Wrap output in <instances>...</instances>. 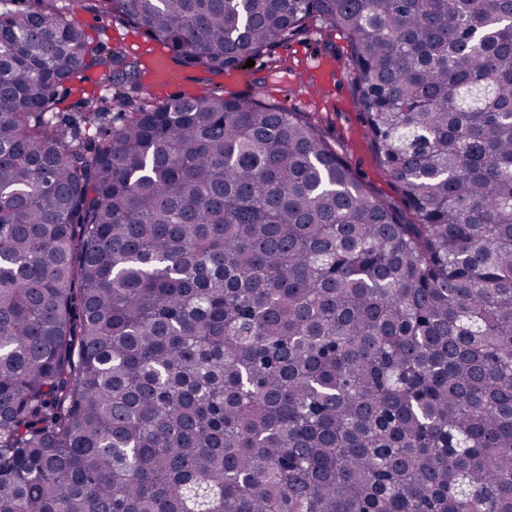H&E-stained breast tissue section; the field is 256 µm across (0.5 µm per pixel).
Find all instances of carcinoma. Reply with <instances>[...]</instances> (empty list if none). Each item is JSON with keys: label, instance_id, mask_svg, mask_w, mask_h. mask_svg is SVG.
I'll return each instance as SVG.
<instances>
[{"label": "carcinoma", "instance_id": "cac0c4a2", "mask_svg": "<svg viewBox=\"0 0 512 512\" xmlns=\"http://www.w3.org/2000/svg\"><path fill=\"white\" fill-rule=\"evenodd\" d=\"M0 0V512H512V0H96L232 70L318 20L415 221L299 113ZM85 76L86 78L83 82L75 84L76 88L82 90L81 92L73 90L70 94H66L65 92L61 94L62 100L58 106L60 112H70L71 114L80 112V110L75 107V103L81 97L111 98L112 91L99 83L95 72H87Z\"/></svg>", "mask_w": 512, "mask_h": 512}]
</instances>
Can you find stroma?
<instances>
[{
	"label": "stroma",
	"mask_w": 512,
	"mask_h": 512,
	"mask_svg": "<svg viewBox=\"0 0 512 512\" xmlns=\"http://www.w3.org/2000/svg\"><path fill=\"white\" fill-rule=\"evenodd\" d=\"M76 20L92 44H121L129 59L144 65L162 58L159 77L141 73L133 105L159 103L176 95L217 90L227 96L285 105L316 126L323 139L344 159L356 179L397 212L406 207L396 184L377 155L371 130L357 104L349 44L338 32L316 28L308 35L257 59L253 67L210 73L175 60L143 30L100 12L79 9Z\"/></svg>",
	"instance_id": "obj_1"
}]
</instances>
